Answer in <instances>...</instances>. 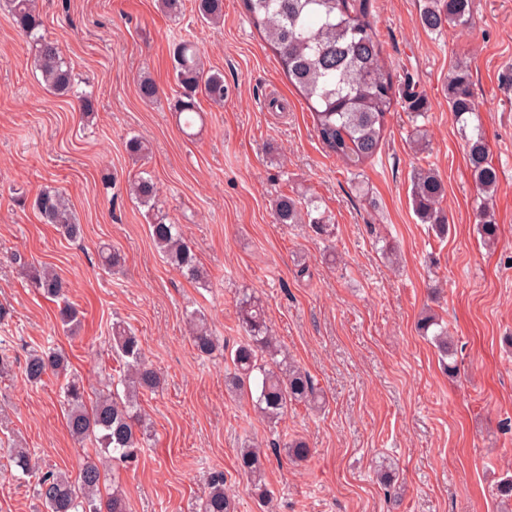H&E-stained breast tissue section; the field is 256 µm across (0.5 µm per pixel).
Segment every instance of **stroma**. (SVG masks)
I'll return each mask as SVG.
<instances>
[{"instance_id": "stroma-1", "label": "stroma", "mask_w": 512, "mask_h": 512, "mask_svg": "<svg viewBox=\"0 0 512 512\" xmlns=\"http://www.w3.org/2000/svg\"><path fill=\"white\" fill-rule=\"evenodd\" d=\"M372 21L394 79L411 77L425 116L397 105L375 159L347 171L319 142L313 118L242 0H224V21L198 17L194 0L169 16L157 0H38L44 32L70 61L75 98L49 93L31 51L0 10V349L17 357L0 375V512H43L34 479L10 464L13 443L29 448L42 471L76 474L92 445L70 435L60 383L29 384L20 361L33 349L65 352L87 399L123 373L112 324L138 336L162 377L141 406L151 436L138 460L113 467L129 512H201L214 473H223L238 512H260L237 450L254 441L266 454L264 480L277 512H502L496 486L512 478V0H473V23L431 33L419 23L426 0H371ZM190 39L224 74L223 104L196 102L203 124L184 134L170 49ZM472 63L489 157L499 170L492 210L498 241L479 232L478 190L466 143L448 109L456 59ZM149 75L160 94L137 93ZM429 145L415 152V129ZM146 141V164L126 150ZM440 173L448 233L420 223L411 175ZM146 172L159 204L180 224L207 270L200 288L166 265L145 207L127 191ZM63 190L82 224L71 241L42 223L32 204L46 187ZM316 198L333 226L321 236L305 224L276 223L280 193ZM110 244L121 271L100 263ZM52 266L78 308L76 333L23 265ZM252 294L287 358L306 370L326 403L289 406L277 425L261 421L224 383L222 350L199 356L185 332L186 312L205 313L223 346L245 336L237 299ZM436 313L456 349L448 376L417 322ZM299 437L312 450L291 463L282 446ZM399 474L389 490L379 466Z\"/></svg>"}]
</instances>
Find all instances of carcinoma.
Returning <instances> with one entry per match:
<instances>
[{
  "instance_id": "cac0c4a2",
  "label": "carcinoma",
  "mask_w": 512,
  "mask_h": 512,
  "mask_svg": "<svg viewBox=\"0 0 512 512\" xmlns=\"http://www.w3.org/2000/svg\"><path fill=\"white\" fill-rule=\"evenodd\" d=\"M252 25L276 53L289 83L308 103L317 137L326 151L335 155L355 172L372 161L380 149L388 115L402 101L408 109L422 112L426 101L408 78L394 85L383 59V46L371 21L369 0H243ZM11 15L21 35L29 39L35 70L45 88L59 96H73L83 110L91 108V96L76 89L73 70L57 43L41 30L43 19L36 0H0ZM201 18L218 22L224 15V0H195ZM472 19L471 0H429L420 13L421 25L428 31L461 29ZM178 85L183 89L178 111L196 112V95L201 93L215 104L224 103L228 88L224 74L205 68L198 46L182 40L173 48ZM448 108L466 138L467 156L476 186L488 195L498 183V171L489 159L488 147L472 94L468 66L458 63L448 74ZM130 194L148 208L151 237L165 262L184 278L207 288L210 279L181 225L167 221L155 211L158 203L156 183L139 175L129 183ZM445 193L442 179L432 168H418L411 176L414 213L423 224L443 233L448 218L440 208ZM33 208L40 220L54 225L65 237L76 240L82 226L62 191L48 187L34 199ZM279 224L308 223L318 234L328 232L317 201L305 203L282 193L273 204ZM478 224L485 242L497 239L498 225L487 203L477 208ZM45 297L59 303L63 328L71 331L80 323L79 311L67 298L66 283L54 271L29 268ZM239 321L246 333L244 340L228 353L232 371L227 377L229 389L251 401L261 419L276 423L288 406L303 403L313 408L321 404V394L313 378L302 369L278 359L281 349L267 324L259 301L245 296L239 302ZM191 341L201 355L218 348V339L204 315L193 311L186 315ZM435 327L433 341L441 358L454 355L448 331L433 314L422 318L421 329ZM112 348L123 362V377L117 389L100 394L92 406L85 402V390L79 379L68 372L69 362L61 351L33 352L25 359L23 372L28 382L37 384L49 372L63 378V404L67 407V425L75 441L95 445L104 461L99 465L86 461L76 478L66 472L47 471L38 476L36 493L47 512H128L125 497L114 489L107 501L101 490L105 472L116 462L132 463L138 459L148 439V426L139 408V394L154 391L160 375L146 359L139 338L121 322L112 324ZM286 455L306 459L311 449L302 439L285 444ZM10 456L24 475L35 472L26 449L13 447ZM238 472L252 481L251 491L260 505L270 510L274 496L262 483L264 455L261 449L247 445L237 452ZM202 512H236L234 499L225 489L224 474L211 477Z\"/></svg>"
}]
</instances>
